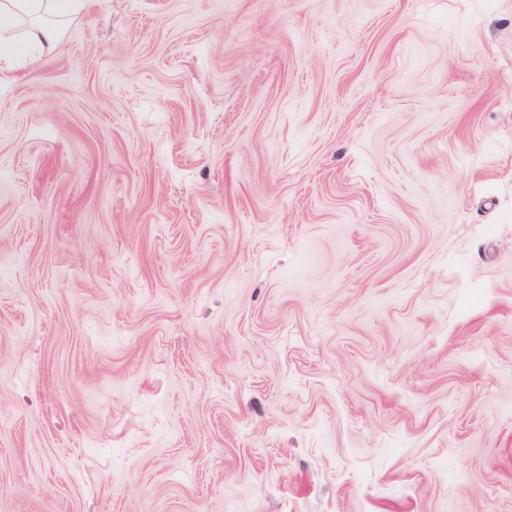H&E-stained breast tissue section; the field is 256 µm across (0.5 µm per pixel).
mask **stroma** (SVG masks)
I'll list each match as a JSON object with an SVG mask.
<instances>
[{
  "label": "stroma",
  "mask_w": 512,
  "mask_h": 512,
  "mask_svg": "<svg viewBox=\"0 0 512 512\" xmlns=\"http://www.w3.org/2000/svg\"><path fill=\"white\" fill-rule=\"evenodd\" d=\"M0 83V512H512V0H60Z\"/></svg>",
  "instance_id": "stroma-1"
}]
</instances>
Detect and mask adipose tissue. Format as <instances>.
Listing matches in <instances>:
<instances>
[{
  "instance_id": "1",
  "label": "adipose tissue",
  "mask_w": 512,
  "mask_h": 512,
  "mask_svg": "<svg viewBox=\"0 0 512 512\" xmlns=\"http://www.w3.org/2000/svg\"><path fill=\"white\" fill-rule=\"evenodd\" d=\"M54 3L55 0H0V81L19 66L9 50L17 35H24L39 58L57 46L61 30L47 21Z\"/></svg>"
}]
</instances>
